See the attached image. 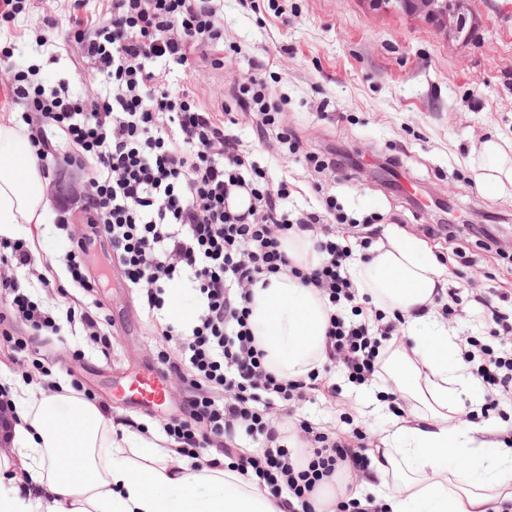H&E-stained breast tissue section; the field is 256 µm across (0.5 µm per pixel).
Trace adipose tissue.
<instances>
[{
    "label": "adipose tissue",
    "instance_id": "adipose-tissue-1",
    "mask_svg": "<svg viewBox=\"0 0 512 512\" xmlns=\"http://www.w3.org/2000/svg\"><path fill=\"white\" fill-rule=\"evenodd\" d=\"M31 136L17 117L0 119V235L46 221L49 202ZM469 164L485 193L512 186V145L487 138ZM444 275L420 241L399 233L354 269L358 296L403 315L416 341L387 361L414 406L394 422L387 446L372 449L369 472L343 478L357 495L385 488L389 512H499L501 502H512V450L491 441L488 427L457 419L469 373L465 362L449 364L452 339L433 319ZM327 318L318 291L292 276L252 288L250 327L282 378L304 379L321 366ZM14 397L24 424L17 455L0 457V480L21 469L28 481L0 494V512H32L45 501L53 512H288L237 471L116 431L72 392L49 395L22 384Z\"/></svg>",
    "mask_w": 512,
    "mask_h": 512
}]
</instances>
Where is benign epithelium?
I'll list each match as a JSON object with an SVG mask.
<instances>
[{
    "instance_id": "7a95c632",
    "label": "benign epithelium",
    "mask_w": 512,
    "mask_h": 512,
    "mask_svg": "<svg viewBox=\"0 0 512 512\" xmlns=\"http://www.w3.org/2000/svg\"><path fill=\"white\" fill-rule=\"evenodd\" d=\"M375 15L401 14L411 21L429 25L445 41L468 44L478 21L481 0H361ZM51 193L57 198L73 199L86 194V188L64 172L56 177Z\"/></svg>"
}]
</instances>
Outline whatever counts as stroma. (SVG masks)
<instances>
[{
	"label": "stroma",
	"instance_id": "1",
	"mask_svg": "<svg viewBox=\"0 0 512 512\" xmlns=\"http://www.w3.org/2000/svg\"><path fill=\"white\" fill-rule=\"evenodd\" d=\"M72 4L52 0L45 7L32 0L26 13L0 25V38L15 46L13 57H0L1 117L26 110L7 90L6 79L20 63L37 66L44 85L65 79L74 92L94 91L92 69L77 51L38 44L46 9L65 17ZM220 9L222 66L201 59L187 74L160 62L157 71L170 87L192 84L197 102L220 112L234 80L251 72L256 60H268L267 81L281 101V119L295 131L302 151L341 148L362 163L347 177L316 173L285 147L259 142L251 120L240 118L235 133L246 153L266 164L273 179H287L289 211L308 209L318 180L349 214L375 218L364 229L337 225V235L354 255H368L370 246L394 232L427 239L447 271L446 288L459 289L462 298L448 323L449 335L489 342L490 323L473 296L489 289L512 293V244L488 248L487 238L468 227L491 219L512 230V188L484 193L473 180L469 158L487 136L512 142V0H482L477 38L466 45L444 42L429 26L398 15H372L360 0H273L257 12L242 0H221ZM446 222L463 226V233L450 241L426 238V226ZM103 272L107 285L89 293L70 289L55 315L63 319L66 309L87 308L106 317L108 352H99L81 326L64 323L60 334L38 343L52 362L47 379L31 363L15 372L0 337V384L41 387L50 380L67 389L80 384L113 421L163 439V424L183 414L187 385L170 381L162 408L126 406L120 388L157 366L165 346L110 243L99 238L86 274L94 279ZM331 377L344 413L366 430L371 446H380L395 418L389 403L370 404L376 385L350 383L337 368Z\"/></svg>",
	"mask_w": 512,
	"mask_h": 512
}]
</instances>
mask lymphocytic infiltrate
<instances>
[{
    "mask_svg": "<svg viewBox=\"0 0 512 512\" xmlns=\"http://www.w3.org/2000/svg\"><path fill=\"white\" fill-rule=\"evenodd\" d=\"M44 23L43 42L64 34L109 91L91 101L68 84L49 89L16 68L15 97L28 100L43 119L32 136L39 160L49 158L52 128L78 146L75 162L93 160L88 220L110 240L148 309H163L165 293L175 284L189 287L197 300L189 322L167 324L162 332L177 342L179 359L163 356L160 365L190 379L185 414L165 424L166 437L177 453L193 459L219 449L242 476L268 487L274 497L288 496L291 512H312L315 491L338 471L369 467L367 436L300 420L295 434L302 447L288 446L276 412L292 414L316 391L333 401L338 392L315 372L305 381L278 378L250 329L249 304L253 285L272 276L288 274L313 286L329 309L328 364L342 366L359 385L384 378V353L396 347V321L377 312L356 322L340 312L356 300L347 271L350 253L333 231L348 223V215L318 183L319 209L289 216L287 181L270 185L266 170L240 154L229 131L233 113L206 111L190 89L172 92L161 85L152 62L168 59L189 69L196 54L223 43L215 0H109L105 14L91 23L74 13L63 22L48 14ZM232 96L251 114L260 140L272 137L300 152L281 125L264 63L234 83ZM239 191L249 197L243 210L232 204ZM56 227L71 243L63 257L69 285L93 291L94 282L83 272L88 238L70 231L66 216H59ZM291 233L315 239L323 256L318 267L290 263L282 241ZM22 276L44 291L55 286L35 268L30 246L20 237L0 245V325L18 319L35 332L58 334L52 314L19 285ZM464 359L483 395L482 415L512 403L511 354L479 344Z\"/></svg>",
    "mask_w": 512,
    "mask_h": 512,
    "instance_id": "f902f5d3",
    "label": "lymphocytic infiltrate"
}]
</instances>
